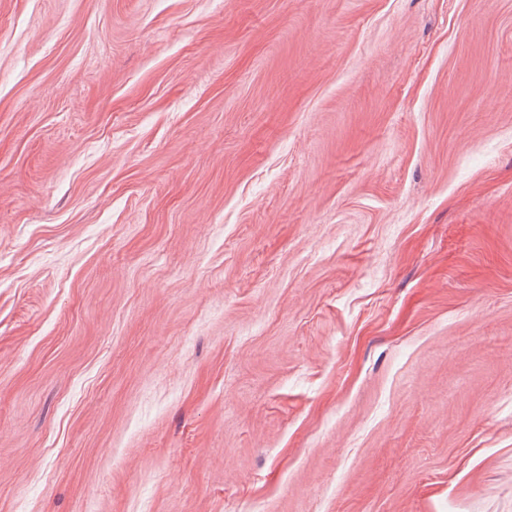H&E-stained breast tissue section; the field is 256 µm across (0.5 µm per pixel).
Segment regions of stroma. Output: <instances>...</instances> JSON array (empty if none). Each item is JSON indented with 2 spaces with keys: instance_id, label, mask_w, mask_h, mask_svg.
Wrapping results in <instances>:
<instances>
[{
  "instance_id": "1",
  "label": "stroma",
  "mask_w": 512,
  "mask_h": 512,
  "mask_svg": "<svg viewBox=\"0 0 512 512\" xmlns=\"http://www.w3.org/2000/svg\"><path fill=\"white\" fill-rule=\"evenodd\" d=\"M0 512H512V0H0Z\"/></svg>"
}]
</instances>
